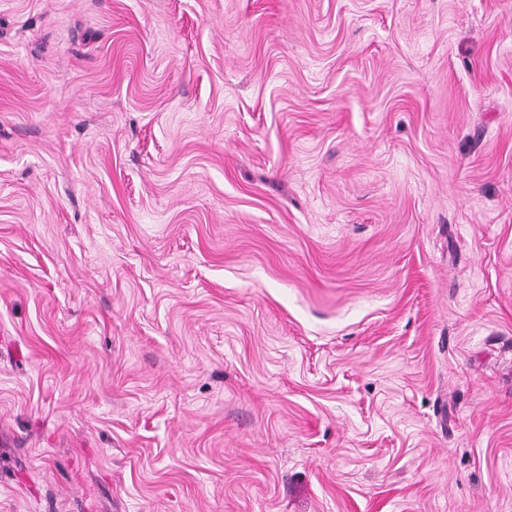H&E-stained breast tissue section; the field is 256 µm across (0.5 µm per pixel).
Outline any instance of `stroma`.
<instances>
[{
  "label": "stroma",
  "instance_id": "1",
  "mask_svg": "<svg viewBox=\"0 0 512 512\" xmlns=\"http://www.w3.org/2000/svg\"><path fill=\"white\" fill-rule=\"evenodd\" d=\"M0 512H512V0H0Z\"/></svg>",
  "mask_w": 512,
  "mask_h": 512
}]
</instances>
